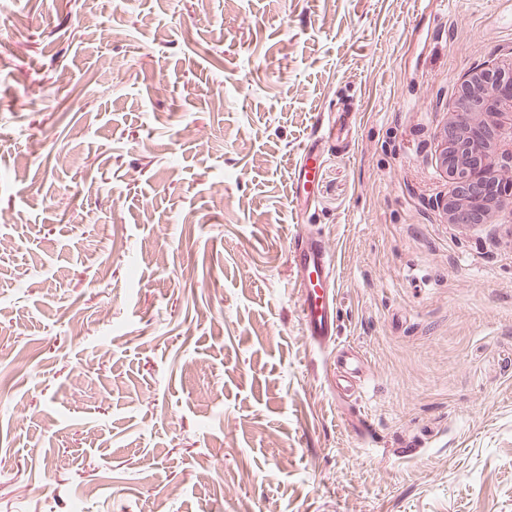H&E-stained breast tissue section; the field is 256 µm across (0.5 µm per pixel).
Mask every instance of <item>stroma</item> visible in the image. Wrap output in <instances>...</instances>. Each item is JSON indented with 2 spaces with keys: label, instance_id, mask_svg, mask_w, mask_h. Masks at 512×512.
<instances>
[{
  "label": "stroma",
  "instance_id": "obj_1",
  "mask_svg": "<svg viewBox=\"0 0 512 512\" xmlns=\"http://www.w3.org/2000/svg\"><path fill=\"white\" fill-rule=\"evenodd\" d=\"M511 56L512 0H0V512H512V215L435 162ZM293 253L304 279L302 312L307 337L314 345L328 346L337 337V293L330 285L333 255L324 242L316 240L302 241Z\"/></svg>",
  "mask_w": 512,
  "mask_h": 512
}]
</instances>
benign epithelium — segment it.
Listing matches in <instances>:
<instances>
[{"label": "benign epithelium", "instance_id": "7a95c632", "mask_svg": "<svg viewBox=\"0 0 512 512\" xmlns=\"http://www.w3.org/2000/svg\"><path fill=\"white\" fill-rule=\"evenodd\" d=\"M512 63L474 72L462 86L448 122L437 132V163L448 176L445 209L452 224H482L493 210L512 211V197L489 201L501 170L512 164Z\"/></svg>", "mask_w": 512, "mask_h": 512}]
</instances>
